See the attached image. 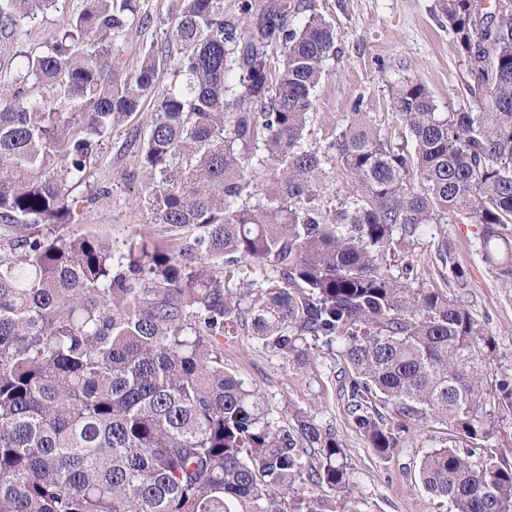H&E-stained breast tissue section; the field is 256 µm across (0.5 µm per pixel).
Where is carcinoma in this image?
<instances>
[{
  "label": "carcinoma",
  "mask_w": 512,
  "mask_h": 512,
  "mask_svg": "<svg viewBox=\"0 0 512 512\" xmlns=\"http://www.w3.org/2000/svg\"><path fill=\"white\" fill-rule=\"evenodd\" d=\"M59 0H0V32ZM469 64L473 106L436 111L421 83L391 88L399 141L363 97L339 136L342 201H322L305 131L333 29L288 0H176L157 94L155 48L122 61L141 0H84L38 51L18 52L0 102V512H360L332 430L279 426L224 367L247 329L297 365L308 339L345 363L352 423L389 459L404 421L431 420L468 449L420 462L453 512H512V462L486 447L512 378L487 398L495 351L469 308L393 277L387 258L434 224L477 227L484 261L512 283V8L442 0ZM153 100L139 134L145 225L116 248L77 221L100 142ZM444 282L465 284L433 240ZM303 480L330 494L293 503Z\"/></svg>",
  "instance_id": "cac0c4a2"
}]
</instances>
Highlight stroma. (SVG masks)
<instances>
[{
	"mask_svg": "<svg viewBox=\"0 0 512 512\" xmlns=\"http://www.w3.org/2000/svg\"><path fill=\"white\" fill-rule=\"evenodd\" d=\"M174 4L175 0H149L153 20L134 32L126 59L135 60L141 48L163 42ZM440 4L441 0H307L304 8L291 13L296 26L311 14L322 16L336 37L337 54L326 63L306 130L307 145L326 160V201L336 202L343 189L336 168L337 142L356 97H363L382 134L389 136L397 127L389 93L402 80L425 85L438 111L457 112L468 106V64L454 47ZM142 128V120L132 119L102 143L91 182L110 187L112 194L81 202L83 221L63 226V233L92 229L118 245L132 233L141 218L140 186L126 184L124 174L130 168V140ZM445 230L453 261L466 271L465 284L443 282L427 235L407 245L389 270L396 277L411 270L412 287H443L464 301L495 342L488 369V384L493 387L512 377V286L484 262L475 225L449 224ZM223 348L225 367L258 392L275 422L296 412L335 431L358 488L361 512H448V503L432 497L419 476L424 455L447 445L444 426L410 423L393 459L382 460L352 424L343 391L345 364L338 351L313 344L308 363L298 367L243 332L225 337Z\"/></svg>",
	"mask_w": 512,
	"mask_h": 512,
	"instance_id": "obj_1",
	"label": "stroma"
}]
</instances>
